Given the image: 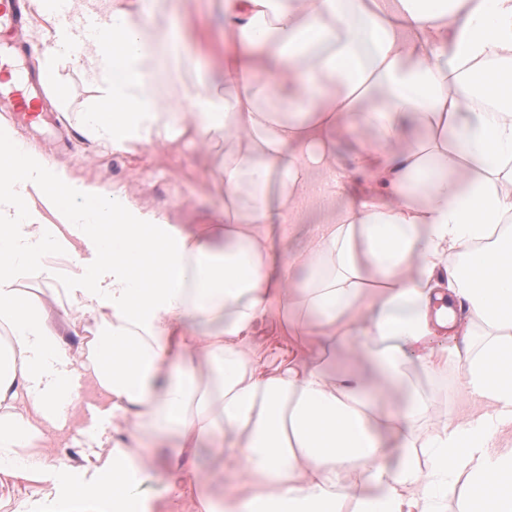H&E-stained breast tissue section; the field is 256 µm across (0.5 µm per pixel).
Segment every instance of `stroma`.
<instances>
[{
  "instance_id": "1",
  "label": "stroma",
  "mask_w": 512,
  "mask_h": 512,
  "mask_svg": "<svg viewBox=\"0 0 512 512\" xmlns=\"http://www.w3.org/2000/svg\"><path fill=\"white\" fill-rule=\"evenodd\" d=\"M152 21L165 28H178L210 78L223 81L224 17L220 0H175L172 8L153 16ZM58 79L69 90L68 102L62 106L57 100H50L48 109L53 114V124L36 130H17L18 139L74 178L107 190L114 186L124 188L135 205L164 213L170 223L212 222L220 202L218 149L187 139L132 152L112 149L111 145L76 129L94 94L90 73L63 67ZM336 206V199L309 189L297 205L298 222L291 235H284L282 225H270L268 232L274 247L286 244L296 250L305 246L312 229L327 222ZM43 298L49 319L67 329L71 343H78L89 323L88 317L75 310L65 294L47 292ZM248 342L253 358L266 372L275 369L288 351V339L282 335L274 313L255 325ZM414 391L425 406L417 421V430L424 436L431 434L447 416L464 415L472 409L471 403L458 395L456 370L452 367L418 377L411 388L392 382L374 389L369 392L368 401L380 414H396L404 409ZM81 396L86 407L80 417L64 433L48 434L43 444L44 454L59 460L65 469L85 464L87 458L101 450L96 424L100 396L88 384L83 386ZM181 479L189 492L174 503L169 500V473L160 466L141 475L137 493L167 506L169 512H198L199 496L216 495L228 500L243 488L242 472L233 449L221 452L207 442L194 449L192 463L182 471Z\"/></svg>"
}]
</instances>
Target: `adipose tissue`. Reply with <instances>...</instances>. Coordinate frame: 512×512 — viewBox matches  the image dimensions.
<instances>
[{
    "label": "adipose tissue",
    "mask_w": 512,
    "mask_h": 512,
    "mask_svg": "<svg viewBox=\"0 0 512 512\" xmlns=\"http://www.w3.org/2000/svg\"><path fill=\"white\" fill-rule=\"evenodd\" d=\"M222 2L219 86L149 26L161 0L64 16L33 0L58 101L60 66L94 74L82 132L121 151L223 141L224 231L16 154L0 125V471L44 484L23 512H126L152 426L174 434L177 471L203 439L229 438L246 483L224 512H446L455 497L512 512V0ZM94 20L110 53L73 54ZM364 128L373 141L340 156ZM369 168L374 186L347 200ZM314 169L342 203L308 248L276 253L267 227L293 222ZM32 269L99 323L90 361L23 288ZM275 309L294 349L264 372L244 340ZM341 349L406 384L455 366L473 411L421 439L420 399L377 413L367 373L333 371ZM86 382L108 451L64 487L40 448Z\"/></svg>",
    "instance_id": "ef3b65f1"
}]
</instances>
